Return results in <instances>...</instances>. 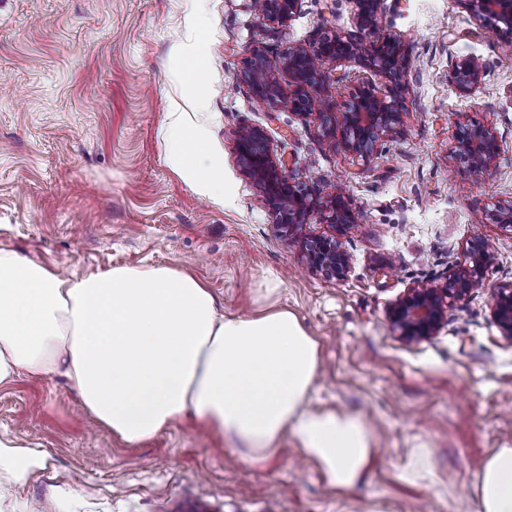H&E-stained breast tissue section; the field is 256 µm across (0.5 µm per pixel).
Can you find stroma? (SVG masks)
<instances>
[{
    "label": "stroma",
    "instance_id": "1",
    "mask_svg": "<svg viewBox=\"0 0 512 512\" xmlns=\"http://www.w3.org/2000/svg\"><path fill=\"white\" fill-rule=\"evenodd\" d=\"M384 5L369 32L354 0H301L283 25L262 22L247 0H0V249L68 274L178 267L204 280L225 313L291 311L320 347L311 408L360 414L377 443L363 484L342 495L290 436L256 464L187 417L132 447L93 421L65 376L22 377L0 386V433L43 460L10 512H476L475 473L512 445V344L490 314L492 287L512 282V233L488 216L512 199V63L495 37L473 35L460 0ZM321 31L394 38L405 50L402 123L371 160L330 144L314 118L260 102L244 76L260 54L289 90L284 56ZM197 41L220 200L166 161L169 113L200 118L173 54ZM452 57L482 62L474 96L456 93ZM321 73L317 94L338 114L362 90L384 96L395 84L357 58L324 62ZM461 123L498 138L500 156L482 175L448 158ZM244 125L262 129L274 159L311 191L345 189L357 224L339 233L315 211L302 228L338 236L344 279L275 235L272 209L238 161ZM475 237L495 254L486 288L450 306L434 338L402 343L390 306L441 284ZM423 444L430 484L404 477Z\"/></svg>",
    "mask_w": 512,
    "mask_h": 512
}]
</instances>
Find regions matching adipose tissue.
Returning a JSON list of instances; mask_svg holds the SVG:
<instances>
[{
  "label": "adipose tissue",
  "mask_w": 512,
  "mask_h": 512,
  "mask_svg": "<svg viewBox=\"0 0 512 512\" xmlns=\"http://www.w3.org/2000/svg\"><path fill=\"white\" fill-rule=\"evenodd\" d=\"M168 137L181 179L223 198L207 129L177 116ZM57 371L96 423L130 445L189 415L262 463L288 433L339 491L363 482L377 451L361 415L310 409L319 344L293 313L224 315L203 281L168 266L73 278L0 249V386ZM37 462L0 436V502ZM473 492L478 512H512V446L485 458Z\"/></svg>",
  "instance_id": "ef3b65f1"
}]
</instances>
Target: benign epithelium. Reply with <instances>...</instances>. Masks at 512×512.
<instances>
[{"mask_svg": "<svg viewBox=\"0 0 512 512\" xmlns=\"http://www.w3.org/2000/svg\"><path fill=\"white\" fill-rule=\"evenodd\" d=\"M254 12L269 23L285 24L291 19L298 0H249ZM356 20L362 29L374 30L384 13V0H354ZM476 22V32L491 34L512 50V0H461ZM364 58L376 69L395 80L390 98L363 92L344 113L342 140L349 150L368 160L373 147L383 136L402 122L405 84L402 83L404 56L395 40L380 44L338 33H323L306 45L288 51L284 67L291 77V90L283 95L268 61L261 55L251 64L249 82L255 94L272 106L285 103L301 117L313 116L323 132L336 136V115L314 94L322 82L320 65L329 61ZM453 82L459 94L471 97L479 89L483 69L474 57L448 61ZM236 149L243 171L255 181L271 202L276 234L283 240L301 245L309 264L322 268L338 280L348 272V257L342 243L334 237L302 238L301 227L311 212H325L327 223L347 228L357 223L355 214L345 207L344 192L333 188L318 197L303 184L292 183L294 177L274 160L267 139L256 127H243L236 133ZM500 154L494 132L486 126L459 125V131L448 157L467 165L470 171L487 172ZM494 223L512 229V200L496 205L491 213ZM463 261L438 287L413 288L397 300L388 311V320L398 338L406 344L418 343L436 336L447 324L448 305L465 302L480 288L486 287L485 270L494 256L486 242L473 238L462 251ZM490 313L501 329L502 337L512 343V283L492 289Z\"/></svg>", "mask_w": 512, "mask_h": 512, "instance_id": "benign-epithelium-1", "label": "benign epithelium"}]
</instances>
